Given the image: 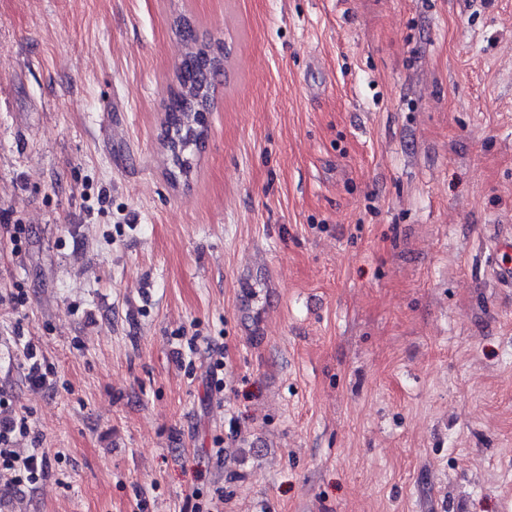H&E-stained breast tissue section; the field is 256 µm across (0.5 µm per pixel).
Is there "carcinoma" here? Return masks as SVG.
<instances>
[{"label":"carcinoma","mask_w":512,"mask_h":512,"mask_svg":"<svg viewBox=\"0 0 512 512\" xmlns=\"http://www.w3.org/2000/svg\"><path fill=\"white\" fill-rule=\"evenodd\" d=\"M187 51L178 67L179 89L165 107L164 147L169 160L179 173L192 168L193 156L207 132V113L214 101V79L218 73L206 75L212 60L224 62L228 52L220 41L199 46L186 43Z\"/></svg>","instance_id":"carcinoma-1"}]
</instances>
